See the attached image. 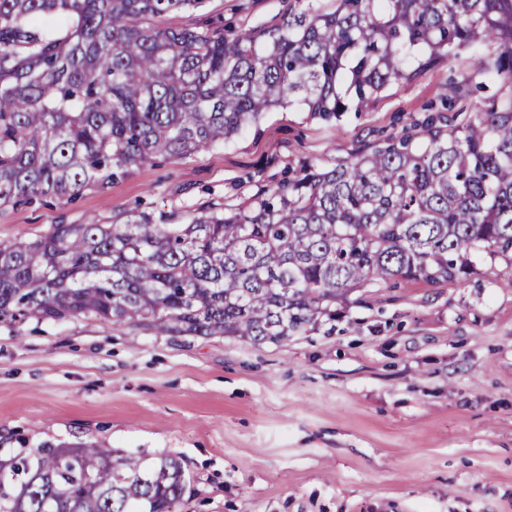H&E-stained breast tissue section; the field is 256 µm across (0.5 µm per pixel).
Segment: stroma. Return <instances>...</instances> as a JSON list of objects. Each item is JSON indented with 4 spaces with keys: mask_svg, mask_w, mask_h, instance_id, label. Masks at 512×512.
<instances>
[{
    "mask_svg": "<svg viewBox=\"0 0 512 512\" xmlns=\"http://www.w3.org/2000/svg\"><path fill=\"white\" fill-rule=\"evenodd\" d=\"M295 0H209L225 39ZM500 92L470 60L392 83L341 120L265 113L232 140L131 167L107 190L0 210V241L133 211L243 205L303 164L353 158ZM503 260L433 285L357 289L331 326L271 344L92 317L0 323V456L86 442L178 458V512H512V288Z\"/></svg>",
    "mask_w": 512,
    "mask_h": 512,
    "instance_id": "1",
    "label": "stroma"
}]
</instances>
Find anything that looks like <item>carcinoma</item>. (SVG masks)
<instances>
[{"mask_svg": "<svg viewBox=\"0 0 512 512\" xmlns=\"http://www.w3.org/2000/svg\"><path fill=\"white\" fill-rule=\"evenodd\" d=\"M207 0H0V208L156 156L221 144L286 100L362 112L389 84L469 51L512 87V0H336L224 39L171 13ZM481 253L512 288V91L331 167L302 166L249 208L175 221L54 224L0 241V322L93 316L167 336L279 343L375 282L440 284ZM181 462L47 445L0 458V512H175Z\"/></svg>", "mask_w": 512, "mask_h": 512, "instance_id": "1", "label": "carcinoma"}]
</instances>
